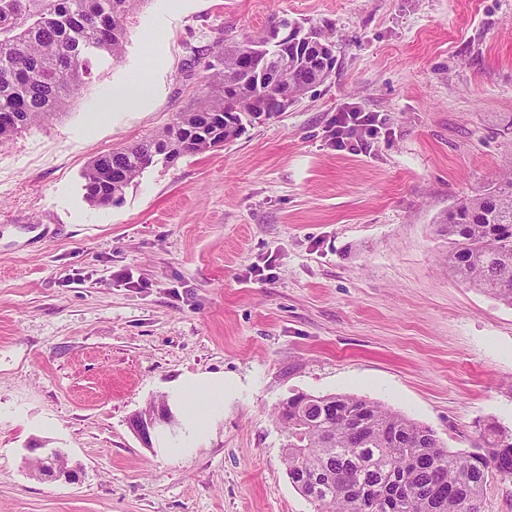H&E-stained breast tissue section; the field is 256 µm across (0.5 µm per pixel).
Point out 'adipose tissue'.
Listing matches in <instances>:
<instances>
[{
	"mask_svg": "<svg viewBox=\"0 0 512 512\" xmlns=\"http://www.w3.org/2000/svg\"><path fill=\"white\" fill-rule=\"evenodd\" d=\"M235 390V384L210 376H188L172 386L170 393L184 422V435L173 447V455L181 456L195 450L223 413L225 399Z\"/></svg>",
	"mask_w": 512,
	"mask_h": 512,
	"instance_id": "adipose-tissue-1",
	"label": "adipose tissue"
}]
</instances>
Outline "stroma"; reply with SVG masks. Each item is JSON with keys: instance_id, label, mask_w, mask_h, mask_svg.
<instances>
[{"instance_id": "stroma-1", "label": "stroma", "mask_w": 512, "mask_h": 512, "mask_svg": "<svg viewBox=\"0 0 512 512\" xmlns=\"http://www.w3.org/2000/svg\"><path fill=\"white\" fill-rule=\"evenodd\" d=\"M276 17L332 32L336 65L223 147L156 162L92 205L99 155L172 122L208 73L193 48ZM156 37L145 54L144 36ZM146 106L113 108L141 71ZM368 144L337 147L344 112ZM512 173V0H144L125 53L54 116L0 144V512H315L275 409L352 393L468 450L512 428V306L448 268L440 218ZM237 381L183 459L132 417L182 377ZM64 449L75 484L29 475ZM377 122L378 117L372 113L347 112L341 116L338 127L341 135H346L347 139L356 129L369 134L373 133L374 128H377Z\"/></svg>"}]
</instances>
